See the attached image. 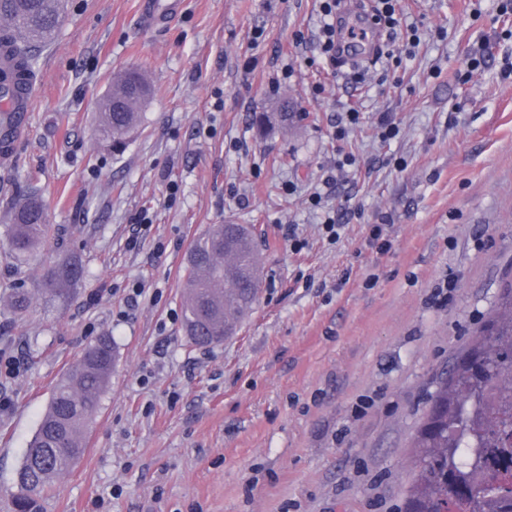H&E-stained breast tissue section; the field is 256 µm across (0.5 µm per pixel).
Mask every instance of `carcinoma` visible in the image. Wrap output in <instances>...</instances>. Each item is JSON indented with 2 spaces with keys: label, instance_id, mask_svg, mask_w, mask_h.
Wrapping results in <instances>:
<instances>
[{
  "label": "carcinoma",
  "instance_id": "cac0c4a2",
  "mask_svg": "<svg viewBox=\"0 0 512 512\" xmlns=\"http://www.w3.org/2000/svg\"><path fill=\"white\" fill-rule=\"evenodd\" d=\"M62 0H0V43L6 42L15 72L0 71V102L20 88L19 76L37 71V48L56 34ZM99 112L97 140L121 150L144 120L150 88L136 69L122 74ZM11 254L20 257L55 239L41 201L30 194L18 203L7 225ZM76 263L60 258L44 267L48 287L74 283ZM261 284L254 228L213 224L191 243L183 281V329L192 343L219 344L236 334L253 309ZM477 341L454 358L448 377L434 392L415 435L418 448L413 490L405 512H512V283L503 289L499 311L476 331ZM115 360L112 338L89 343L75 366L51 390L46 411L17 472L16 512H37L53 480L85 451V431L109 388ZM476 447L471 468L457 453L463 437Z\"/></svg>",
  "mask_w": 512,
  "mask_h": 512
}]
</instances>
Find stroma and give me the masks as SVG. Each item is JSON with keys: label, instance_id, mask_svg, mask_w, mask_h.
I'll return each mask as SVG.
<instances>
[{"label": "stroma", "instance_id": "stroma-1", "mask_svg": "<svg viewBox=\"0 0 512 512\" xmlns=\"http://www.w3.org/2000/svg\"><path fill=\"white\" fill-rule=\"evenodd\" d=\"M502 2L400 0L393 58L337 73L318 61L319 0H185L161 30L139 0H67L0 160V512L54 384L103 334L110 386L41 512H404L428 399L512 280ZM133 66L152 97L115 155L95 120ZM287 99L298 125L253 121ZM33 189L61 234L20 261L3 236ZM213 224L254 225L263 282L237 334L201 348L182 330L184 258ZM61 257L84 276L59 297L42 272Z\"/></svg>", "mask_w": 512, "mask_h": 512}]
</instances>
